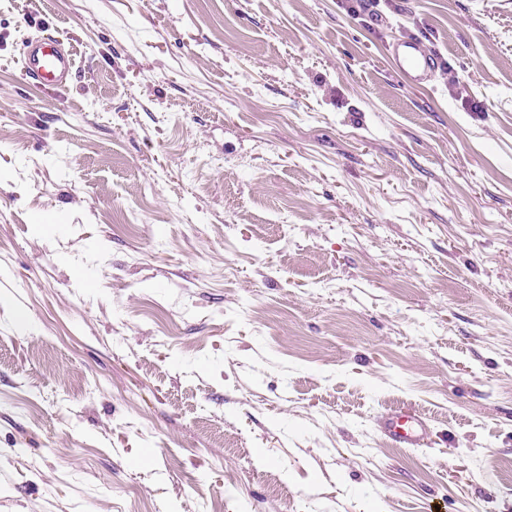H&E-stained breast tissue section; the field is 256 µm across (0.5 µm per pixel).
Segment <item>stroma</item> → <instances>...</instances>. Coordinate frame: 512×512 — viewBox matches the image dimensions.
<instances>
[{
  "instance_id": "stroma-1",
  "label": "stroma",
  "mask_w": 512,
  "mask_h": 512,
  "mask_svg": "<svg viewBox=\"0 0 512 512\" xmlns=\"http://www.w3.org/2000/svg\"><path fill=\"white\" fill-rule=\"evenodd\" d=\"M214 504L512 512V0H0V512ZM24 69L36 86L62 88L71 81L75 62L73 54L59 40L41 36L27 44ZM391 55L399 72L415 85H424L432 77L438 58L422 39L403 37L391 47ZM379 431L399 448H420L428 436L426 422L409 407L383 415L379 422Z\"/></svg>"
}]
</instances>
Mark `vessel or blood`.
Wrapping results in <instances>:
<instances>
[{
    "instance_id": "1",
    "label": "vessel or blood",
    "mask_w": 512,
    "mask_h": 512,
    "mask_svg": "<svg viewBox=\"0 0 512 512\" xmlns=\"http://www.w3.org/2000/svg\"><path fill=\"white\" fill-rule=\"evenodd\" d=\"M391 55L399 72L416 85L426 84L438 64L435 51L418 38L397 40L391 47ZM24 69L36 86L62 88L71 81L75 62L70 50L59 40L41 36L27 44ZM379 431L401 448L422 447L428 436L425 421L409 407L383 415Z\"/></svg>"
}]
</instances>
